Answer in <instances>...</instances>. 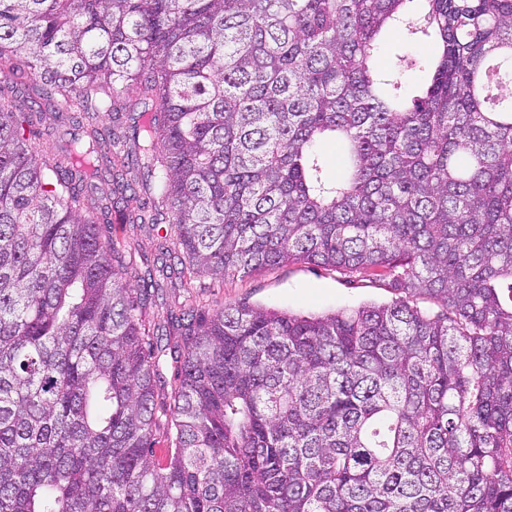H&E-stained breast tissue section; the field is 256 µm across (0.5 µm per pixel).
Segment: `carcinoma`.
<instances>
[{
  "mask_svg": "<svg viewBox=\"0 0 512 512\" xmlns=\"http://www.w3.org/2000/svg\"><path fill=\"white\" fill-rule=\"evenodd\" d=\"M407 2L0 0V68L29 78L0 86V512H512V0ZM394 27L437 52L378 68ZM36 97L80 131L42 132ZM107 171L141 176L128 219L172 224L191 288L303 261L398 298L191 293L154 346ZM328 159L327 173L331 178L341 176L346 167V158L340 145L336 142H326L321 146Z\"/></svg>",
  "mask_w": 512,
  "mask_h": 512,
  "instance_id": "obj_1",
  "label": "carcinoma"
}]
</instances>
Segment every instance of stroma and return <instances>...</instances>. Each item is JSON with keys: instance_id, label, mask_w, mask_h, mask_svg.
I'll list each match as a JSON object with an SVG mask.
<instances>
[{"instance_id": "1", "label": "stroma", "mask_w": 512, "mask_h": 512, "mask_svg": "<svg viewBox=\"0 0 512 512\" xmlns=\"http://www.w3.org/2000/svg\"><path fill=\"white\" fill-rule=\"evenodd\" d=\"M103 235H117L127 241L136 261V272L128 273L127 283L143 287L145 280L159 283L160 289L148 296L142 318L150 336L164 334L168 328L166 310L181 302L186 290L178 260L165 257L161 249L169 245V225L134 224L113 211L112 221L103 225ZM395 295L385 277H349L336 271L295 262L267 268L261 272L224 282H211L202 289L201 311L224 305L248 304L289 311L300 315L354 309L366 302L388 303Z\"/></svg>"}]
</instances>
